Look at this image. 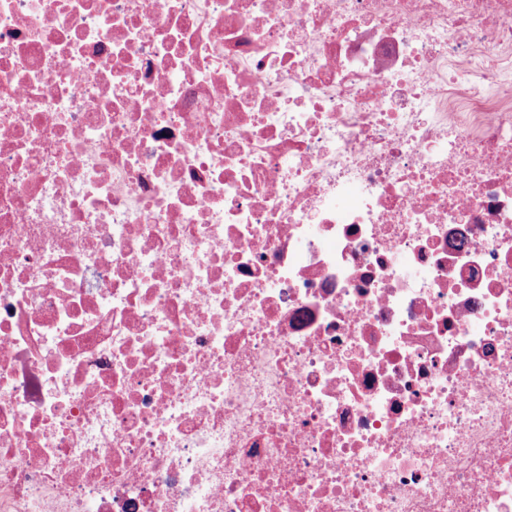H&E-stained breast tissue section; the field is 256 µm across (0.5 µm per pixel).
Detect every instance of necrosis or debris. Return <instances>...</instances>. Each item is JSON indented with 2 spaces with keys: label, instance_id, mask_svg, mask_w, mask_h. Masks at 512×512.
I'll use <instances>...</instances> for the list:
<instances>
[{
  "label": "necrosis or debris",
  "instance_id": "obj_1",
  "mask_svg": "<svg viewBox=\"0 0 512 512\" xmlns=\"http://www.w3.org/2000/svg\"><path fill=\"white\" fill-rule=\"evenodd\" d=\"M0 512H512V0H0Z\"/></svg>",
  "mask_w": 512,
  "mask_h": 512
}]
</instances>
